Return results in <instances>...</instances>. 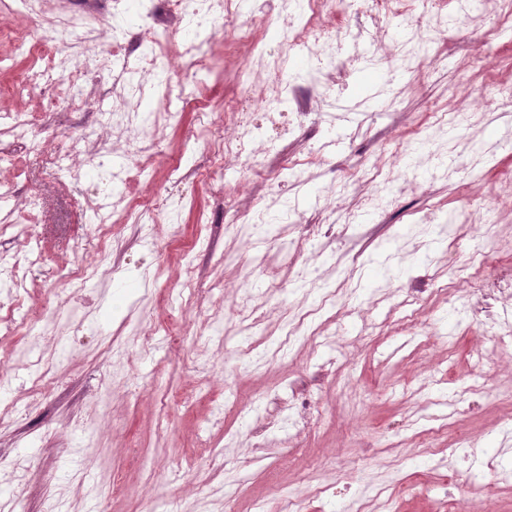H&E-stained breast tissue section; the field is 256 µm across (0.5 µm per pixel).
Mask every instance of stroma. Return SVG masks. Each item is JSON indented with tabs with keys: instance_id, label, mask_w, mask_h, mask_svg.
<instances>
[{
	"instance_id": "stroma-1",
	"label": "stroma",
	"mask_w": 512,
	"mask_h": 512,
	"mask_svg": "<svg viewBox=\"0 0 512 512\" xmlns=\"http://www.w3.org/2000/svg\"><path fill=\"white\" fill-rule=\"evenodd\" d=\"M322 8L372 38L340 68L286 51L288 129L272 147L245 143L261 176L236 164L208 170L198 150L189 157L197 170L171 173L189 159L190 135L239 90L236 63L249 45L217 39L218 66L169 72L186 105L151 149L142 186L110 189L134 207L167 201L174 222L130 224L117 213L100 232L85 200L107 169L83 165L73 181L57 166L65 129H82L95 150L112 144L111 57L98 40L84 44L97 69L75 85L77 110L49 109L42 87L21 88L18 77L44 70L36 40L60 16L109 30L112 0H43L38 15H0V125L23 116L45 143L33 151L0 136V214L15 221L0 251L31 236L40 255L22 302L0 296V318L47 306L60 330L39 343L0 333V359L15 367L0 384V460L30 461L20 483L0 470V498L19 499L23 512L52 501L60 512H95L100 500L109 512H162L219 485L226 500L211 512H251L256 500L281 512L290 496L303 512H348L380 492L390 512H442L452 499L512 512V480L490 473L471 485V457L457 455L454 480L446 464L464 434L512 465V341L490 320L512 316V105L460 129L435 122L469 110L462 82L512 91V20L499 22L485 0L465 12L443 0L422 20L431 35L423 48L407 20H387L382 33L367 12L340 13V0ZM489 29L498 65L484 70L475 59ZM400 144L404 170L393 165ZM329 182L336 196L327 200L318 189ZM487 192L490 234H440L448 213ZM261 208L273 229L241 232L239 217ZM306 238L313 251L296 252ZM486 254L495 264L478 272ZM101 255L111 274L62 288L61 269ZM187 265L188 288L179 279ZM257 266L277 272L278 291ZM452 281L463 292L448 295ZM144 321L152 339L140 333ZM30 350L56 364L54 386L36 402Z\"/></svg>"
}]
</instances>
